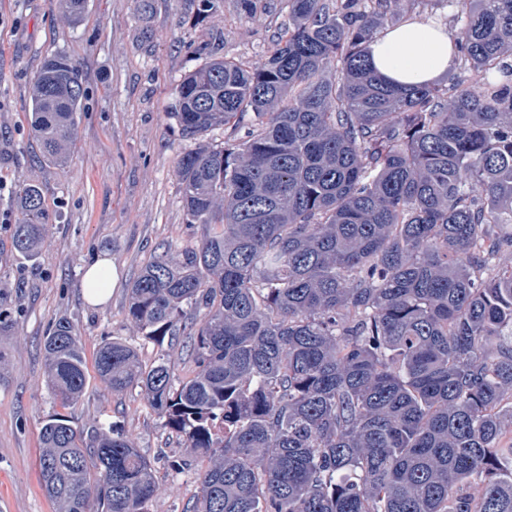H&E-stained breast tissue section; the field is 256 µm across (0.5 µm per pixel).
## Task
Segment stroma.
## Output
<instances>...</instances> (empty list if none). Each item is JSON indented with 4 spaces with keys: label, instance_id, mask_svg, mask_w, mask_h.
I'll return each mask as SVG.
<instances>
[{
    "label": "stroma",
    "instance_id": "obj_1",
    "mask_svg": "<svg viewBox=\"0 0 512 512\" xmlns=\"http://www.w3.org/2000/svg\"><path fill=\"white\" fill-rule=\"evenodd\" d=\"M450 0H398L394 24L434 18L460 25ZM283 0H254L242 16L238 0L198 20L191 0H87L79 22L68 21L60 0H0V512H55L41 487L40 432L56 413L73 426H117L150 460L158 491L150 512H192L209 462L188 457L182 438L163 426L144 392L112 391L95 358L109 340L132 347L143 367L167 358L174 385L191 379L197 364L184 338L155 343L128 319L129 288L156 255L176 256L200 240L205 225L190 223L176 173L180 154L243 136L228 125L186 137L173 117V89L202 57L254 64L265 59L281 31ZM58 53L80 68L84 112L68 159L39 157L28 119L33 76ZM41 189L49 216L34 258L12 247L20 187ZM112 262L119 281L107 301L87 302L85 270ZM69 322L86 360L81 400L62 407L47 383L43 342L58 322ZM188 459L184 469L171 461Z\"/></svg>",
    "mask_w": 512,
    "mask_h": 512
}]
</instances>
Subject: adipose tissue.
Wrapping results in <instances>:
<instances>
[{
    "mask_svg": "<svg viewBox=\"0 0 512 512\" xmlns=\"http://www.w3.org/2000/svg\"><path fill=\"white\" fill-rule=\"evenodd\" d=\"M367 51L382 79L397 86L422 87L452 67L455 38L437 21H408L378 34Z\"/></svg>",
    "mask_w": 512,
    "mask_h": 512,
    "instance_id": "ef3b65f1",
    "label": "adipose tissue"
}]
</instances>
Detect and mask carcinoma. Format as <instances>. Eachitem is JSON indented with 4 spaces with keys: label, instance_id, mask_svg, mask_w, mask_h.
Returning <instances> with one entry per match:
<instances>
[{
    "label": "carcinoma",
    "instance_id": "carcinoma-1",
    "mask_svg": "<svg viewBox=\"0 0 512 512\" xmlns=\"http://www.w3.org/2000/svg\"><path fill=\"white\" fill-rule=\"evenodd\" d=\"M264 63L209 58L175 87L190 136L245 138L178 159L203 237L130 288L147 338L188 336L198 371L174 387L109 341L96 368L140 387L185 447L209 457L195 512H512V0H458L455 50L482 83L380 80L367 44L396 0H287ZM336 72L329 77L327 73ZM84 88L65 54L29 92L42 156L66 160ZM12 244L36 256L48 217L23 186ZM204 311L186 319L183 306ZM64 407L83 395L67 322L44 340ZM60 512H149L152 467L118 430H41Z\"/></svg>",
    "mask_w": 512,
    "mask_h": 512
}]
</instances>
